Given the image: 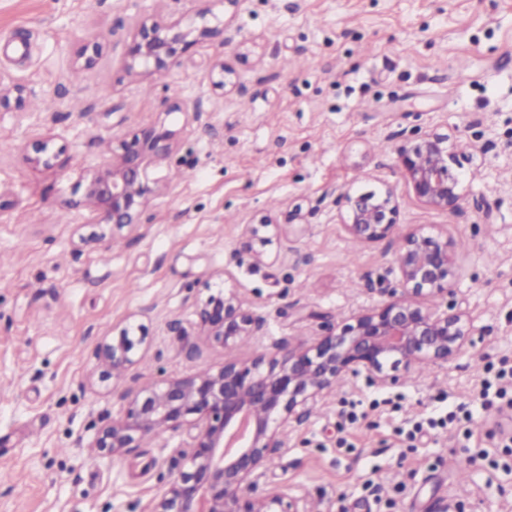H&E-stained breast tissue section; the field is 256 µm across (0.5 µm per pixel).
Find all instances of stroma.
I'll return each instance as SVG.
<instances>
[{
  "mask_svg": "<svg viewBox=\"0 0 512 512\" xmlns=\"http://www.w3.org/2000/svg\"><path fill=\"white\" fill-rule=\"evenodd\" d=\"M205 8L224 23L214 37L162 75L128 73L137 21ZM102 31L97 63L75 67ZM216 61L234 86L212 85ZM0 72L25 100L0 110V512H149L188 435L96 455L127 395L335 331L388 299L417 228L454 253L435 304L467 312L470 345L391 388L339 381L289 425L256 491L312 512H512V381L497 377L512 365V0H0ZM150 126L175 139L142 225L76 223L87 173ZM48 133L51 166L30 164ZM432 134L462 180L453 209L420 201L400 162ZM347 189L394 193L389 237L347 233ZM265 222L290 241L260 261L243 233ZM100 234L108 249L81 245ZM224 281L259 343L198 336L196 308ZM131 318L147 348L115 382L95 351ZM449 410L472 419L416 433Z\"/></svg>",
  "mask_w": 512,
  "mask_h": 512,
  "instance_id": "1",
  "label": "stroma"
}]
</instances>
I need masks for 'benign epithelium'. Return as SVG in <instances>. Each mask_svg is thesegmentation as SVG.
Here are the masks:
<instances>
[{
  "instance_id": "obj_1",
  "label": "benign epithelium",
  "mask_w": 512,
  "mask_h": 512,
  "mask_svg": "<svg viewBox=\"0 0 512 512\" xmlns=\"http://www.w3.org/2000/svg\"><path fill=\"white\" fill-rule=\"evenodd\" d=\"M184 28L178 20L158 15L138 22L127 45L128 70L140 76L169 68L179 53L208 38L213 28L206 14ZM103 53L97 40L80 52L87 66ZM214 84L234 85V71L225 64L212 67ZM23 101L22 88L0 75V108ZM172 132L157 127L141 130L121 142V152L94 169L86 179L83 208L98 224L112 231L141 225L149 198L159 189L150 168L171 149ZM401 162L415 195L428 205L451 209L460 200V178L452 173L448 140L428 136L401 150ZM347 211L346 231L364 243L388 237L396 226L398 205L391 191L339 196ZM275 224L246 228L250 246L263 248L277 234ZM400 291L353 317L341 332L299 345L280 356L263 355L224 363L216 371L174 377L139 389L112 418L94 442L102 456L119 457L139 443L166 432L189 437L181 450L184 468L171 475L167 488L150 512H308L307 502L284 501L276 493L255 494L266 461L283 447L288 422L298 419L348 375L366 374L380 388L397 385L398 371L442 367L459 357L472 336L468 315L432 307L431 301L449 291L455 273L448 241L416 229L403 239L397 257ZM198 335L223 347L253 338L260 322L232 289H219L197 308ZM143 326L130 320L98 349L107 373L119 380L139 360L145 344Z\"/></svg>"
}]
</instances>
